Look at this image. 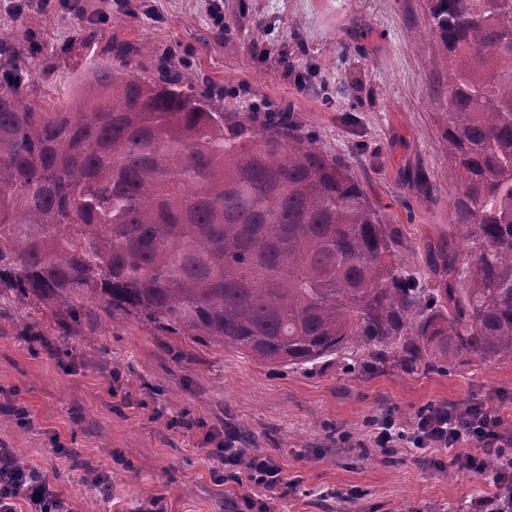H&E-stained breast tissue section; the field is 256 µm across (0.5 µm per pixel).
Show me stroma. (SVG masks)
I'll use <instances>...</instances> for the list:
<instances>
[{
    "label": "stroma",
    "mask_w": 512,
    "mask_h": 512,
    "mask_svg": "<svg viewBox=\"0 0 512 512\" xmlns=\"http://www.w3.org/2000/svg\"><path fill=\"white\" fill-rule=\"evenodd\" d=\"M425 14V0H224L220 32L203 0H116L87 43L63 10L38 24L31 91L55 94L114 40L175 48L200 86H244L268 105L290 104L398 229L395 264L422 274L427 244L448 233L452 197L438 81L415 38ZM346 112L356 124L343 122ZM84 305L91 317L0 302V412L30 417L0 428V439L55 480L74 512H141L153 501L162 512H241L247 496L271 512H484L490 476L456 472L434 448L380 452L368 423L389 407L406 425L431 404L489 403L512 441V359L474 357L447 374L364 352L283 367ZM228 427L295 489L284 496L225 477L210 449Z\"/></svg>",
    "instance_id": "stroma-1"
}]
</instances>
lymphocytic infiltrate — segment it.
I'll use <instances>...</instances> for the list:
<instances>
[{"label": "lymphocytic infiltrate", "instance_id": "1", "mask_svg": "<svg viewBox=\"0 0 512 512\" xmlns=\"http://www.w3.org/2000/svg\"><path fill=\"white\" fill-rule=\"evenodd\" d=\"M502 424L499 411L491 408L478 414L470 406L451 410L444 405H431L421 410L409 427L393 414L380 416L374 422L372 442L384 450L402 444L453 450L449 466L461 473L481 471L486 457H497L506 468L494 478L493 503L497 512H512V450L501 443ZM472 443L480 445L482 456L458 453L459 445ZM213 454L225 469L244 468L254 487L271 490L288 484L275 460L241 445L234 429H225L224 444ZM21 501L27 504L28 512H69L63 490L37 468L18 464L10 444L0 440V512H17Z\"/></svg>", "mask_w": 512, "mask_h": 512}]
</instances>
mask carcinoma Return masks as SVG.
I'll use <instances>...</instances> for the list:
<instances>
[{"instance_id": "obj_1", "label": "carcinoma", "mask_w": 512, "mask_h": 512, "mask_svg": "<svg viewBox=\"0 0 512 512\" xmlns=\"http://www.w3.org/2000/svg\"><path fill=\"white\" fill-rule=\"evenodd\" d=\"M427 2L468 245L427 246L434 287L393 264L396 230L291 106L200 91L172 48L113 41L56 95H24L27 8L0 39V298H95L264 364L512 359V0Z\"/></svg>"}]
</instances>
